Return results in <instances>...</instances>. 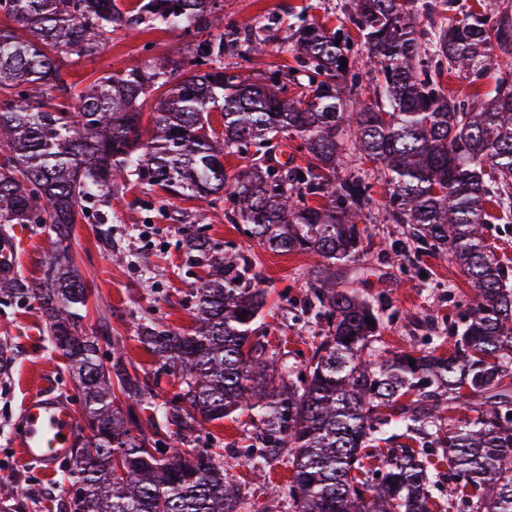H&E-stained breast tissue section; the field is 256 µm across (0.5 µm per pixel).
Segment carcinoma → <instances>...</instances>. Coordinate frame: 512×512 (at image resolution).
<instances>
[{
  "instance_id": "cac0c4a2",
  "label": "carcinoma",
  "mask_w": 512,
  "mask_h": 512,
  "mask_svg": "<svg viewBox=\"0 0 512 512\" xmlns=\"http://www.w3.org/2000/svg\"><path fill=\"white\" fill-rule=\"evenodd\" d=\"M446 9L455 16L445 26ZM0 16L10 21L0 27V224H45L54 244L34 287L1 235L0 293L38 303L77 382L82 423L64 463L65 512H241L223 455L199 446L206 424L238 411L253 412L255 442L243 451L252 468L288 457L291 512H429L426 462L439 455L454 469L448 500L512 512V266L485 236L490 224H512V5L351 0L339 27L303 10L281 38L226 20L224 0H0ZM143 27L208 38L160 66L130 63L78 91L67 83L60 58L94 56L104 34ZM241 51L247 73L224 63ZM446 73L494 88L460 97L444 87ZM294 136L304 165L273 155ZM233 153L248 163L230 174L224 155ZM363 160L371 167L351 171ZM130 181L221 204L265 248L314 257L305 287L325 329L299 371L279 362L258 325L261 268L193 231L186 258L211 270L196 288L195 328L137 326L177 390L158 403L120 348L103 359L109 324L84 328L91 288L70 238L82 220L103 223L88 210ZM376 183L382 220L411 228L400 250L448 252L472 288L430 350L379 354V309L345 281L370 249ZM466 402L477 417L448 424ZM392 430L416 447H378ZM13 483L0 475L7 509Z\"/></svg>"
}]
</instances>
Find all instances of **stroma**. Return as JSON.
Wrapping results in <instances>:
<instances>
[{"mask_svg": "<svg viewBox=\"0 0 512 512\" xmlns=\"http://www.w3.org/2000/svg\"><path fill=\"white\" fill-rule=\"evenodd\" d=\"M314 4L317 19L336 27L346 0H224L227 18H258L274 22L286 35L293 15ZM182 31L152 29L137 34L116 31L92 57L68 61L67 80L85 86L107 72L130 62L156 63L176 57L192 44ZM109 220L104 224H76L71 238L78 268L91 288L89 320L108 317L112 341H118L139 373H154L155 357L139 342L138 319L148 318L178 332L193 325L197 304L195 288L209 269L191 265L183 251L187 227H194L226 252L252 256L261 267L268 290L263 321L273 347L287 351L290 364L307 359L320 323L306 307L301 274L311 265L305 254H281L248 238L240 225L228 223L221 210L193 199H171L159 189L129 184L123 195L101 202ZM189 215V225L175 221L176 212ZM372 249L361 260L368 275L353 283L370 301L385 305L387 318L379 347L385 350L426 347L436 325L455 317L457 305L471 287L454 259L445 252L414 256L396 253L392 241L402 238L401 224H371ZM14 236L15 268L28 280H38L53 250L47 230L36 224H8ZM0 344L8 346L14 360L11 372L0 375V471L13 474L17 512H62L66 498L59 471L24 460L17 445L26 401L50 382L53 394L74 404L75 382L67 362L56 351L44 330V320L33 301L22 302L0 295ZM245 415L213 422L211 439L224 450L239 480L243 512H287L290 472L276 464L255 476L240 452L246 445Z\"/></svg>", "mask_w": 512, "mask_h": 512, "instance_id": "stroma-1", "label": "stroma"}]
</instances>
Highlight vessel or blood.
Returning a JSON list of instances; mask_svg holds the SVG:
<instances>
[{
	"mask_svg": "<svg viewBox=\"0 0 512 512\" xmlns=\"http://www.w3.org/2000/svg\"><path fill=\"white\" fill-rule=\"evenodd\" d=\"M77 420L71 408L61 405L48 392L31 398L25 409L22 452L28 460L53 466L76 439Z\"/></svg>",
	"mask_w": 512,
	"mask_h": 512,
	"instance_id": "vessel-or-blood-1",
	"label": "vessel or blood"
}]
</instances>
